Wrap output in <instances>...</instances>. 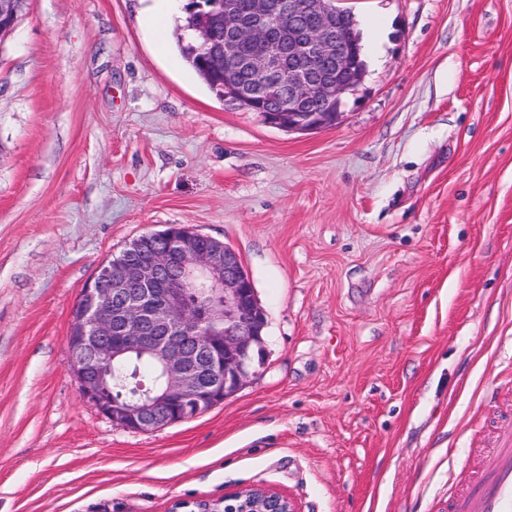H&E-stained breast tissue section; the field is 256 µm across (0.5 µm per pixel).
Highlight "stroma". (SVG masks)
I'll return each mask as SVG.
<instances>
[{"mask_svg":"<svg viewBox=\"0 0 512 512\" xmlns=\"http://www.w3.org/2000/svg\"><path fill=\"white\" fill-rule=\"evenodd\" d=\"M152 0H28L0 41V512H448L512 425V0H341L366 71L332 127L228 110ZM231 246L266 314L232 398L143 433L68 368L136 237ZM229 503H236L237 507ZM206 512H297L293 501L279 493L252 488L224 497V510L206 509Z\"/></svg>","mask_w":512,"mask_h":512,"instance_id":"1","label":"stroma"}]
</instances>
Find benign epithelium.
I'll return each mask as SVG.
<instances>
[{
	"label": "benign epithelium",
	"instance_id": "obj_1",
	"mask_svg": "<svg viewBox=\"0 0 512 512\" xmlns=\"http://www.w3.org/2000/svg\"><path fill=\"white\" fill-rule=\"evenodd\" d=\"M27 0H0V40ZM191 10L201 60L224 75V98L293 131L334 124L349 90L324 74L345 70L350 39L337 0H200ZM265 313L238 253L189 226L129 242L99 268L76 303L67 335L69 369L84 399L112 424L138 433L178 423L234 396L255 373ZM128 353L160 365L161 389L137 400L112 396V365ZM224 512H297L279 493L224 496Z\"/></svg>",
	"mask_w": 512,
	"mask_h": 512
}]
</instances>
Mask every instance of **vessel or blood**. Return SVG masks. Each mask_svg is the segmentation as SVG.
Listing matches in <instances>:
<instances>
[{
    "label": "vessel or blood",
    "instance_id": "b4317fda",
    "mask_svg": "<svg viewBox=\"0 0 512 512\" xmlns=\"http://www.w3.org/2000/svg\"><path fill=\"white\" fill-rule=\"evenodd\" d=\"M448 512H512V432L501 435L489 467L474 483L448 497Z\"/></svg>",
    "mask_w": 512,
    "mask_h": 512
}]
</instances>
